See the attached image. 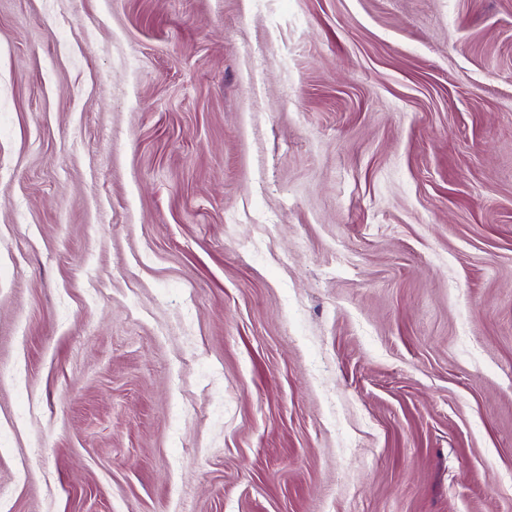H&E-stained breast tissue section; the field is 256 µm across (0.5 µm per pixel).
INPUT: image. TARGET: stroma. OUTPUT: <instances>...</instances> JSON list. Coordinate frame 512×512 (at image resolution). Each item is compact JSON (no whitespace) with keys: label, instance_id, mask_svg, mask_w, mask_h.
<instances>
[{"label":"stroma","instance_id":"35a3bbf8","mask_svg":"<svg viewBox=\"0 0 512 512\" xmlns=\"http://www.w3.org/2000/svg\"><path fill=\"white\" fill-rule=\"evenodd\" d=\"M0 512H512V0H0Z\"/></svg>","mask_w":512,"mask_h":512}]
</instances>
